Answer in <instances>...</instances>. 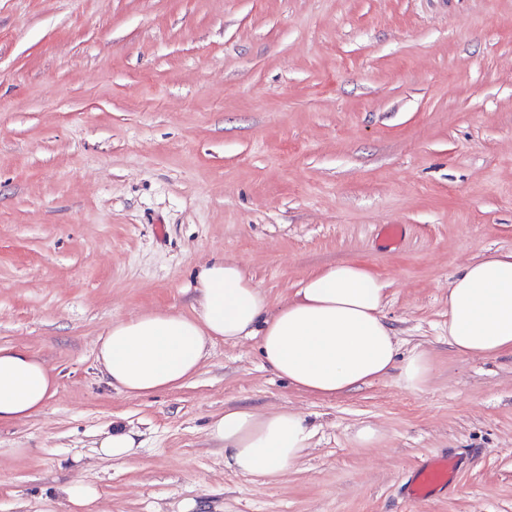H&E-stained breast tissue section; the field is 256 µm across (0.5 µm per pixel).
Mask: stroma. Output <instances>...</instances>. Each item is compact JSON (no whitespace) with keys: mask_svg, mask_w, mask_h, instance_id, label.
<instances>
[{"mask_svg":"<svg viewBox=\"0 0 512 512\" xmlns=\"http://www.w3.org/2000/svg\"><path fill=\"white\" fill-rule=\"evenodd\" d=\"M382 224L403 225L394 248ZM512 251V0H0V346L53 371L44 414L0 426V512L71 480L105 512H512V351L448 343V286ZM241 262L272 306L362 263L390 284L396 376L313 397L258 341H217L183 386L120 393L95 364L112 321L189 312L201 265ZM298 411L311 446L279 483L209 443L227 408ZM133 429L124 462L95 447ZM370 425L380 440L353 444ZM463 467L428 502L427 459ZM458 458L444 454L432 458L413 471L406 486V499L412 503L424 502L437 489L447 488L454 482L459 470Z\"/></svg>","mask_w":512,"mask_h":512,"instance_id":"35a3bbf8","label":"stroma"}]
</instances>
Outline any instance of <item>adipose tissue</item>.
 I'll return each mask as SVG.
<instances>
[{"instance_id":"ef3b65f1","label":"adipose tissue","mask_w":512,"mask_h":512,"mask_svg":"<svg viewBox=\"0 0 512 512\" xmlns=\"http://www.w3.org/2000/svg\"><path fill=\"white\" fill-rule=\"evenodd\" d=\"M191 314L146 312L112 321L98 338L96 363L107 384L129 395L181 387L219 340L257 337L264 363L306 393L336 396L398 373L418 389L430 370L424 354L400 357L383 309L389 284L363 265L341 262L311 273L291 299L268 297L234 259L202 267ZM448 341L466 356L512 349V251L462 267L448 286ZM56 378L27 349L0 346V425L44 412ZM208 438L239 475L274 483L304 455L313 431L282 409L263 415L229 408L214 415Z\"/></svg>"}]
</instances>
